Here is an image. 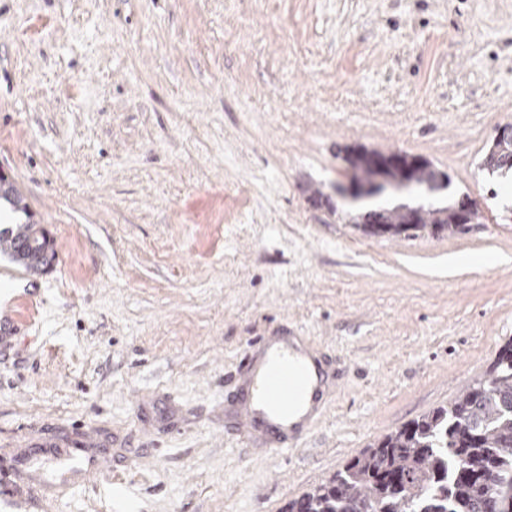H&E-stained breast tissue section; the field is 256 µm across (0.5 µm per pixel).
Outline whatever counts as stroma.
Returning <instances> with one entry per match:
<instances>
[{
	"label": "stroma",
	"mask_w": 512,
	"mask_h": 512,
	"mask_svg": "<svg viewBox=\"0 0 512 512\" xmlns=\"http://www.w3.org/2000/svg\"><path fill=\"white\" fill-rule=\"evenodd\" d=\"M512 0H0V174L56 260L0 348V457L94 437L57 512H281L454 400L512 340ZM433 161L483 215L365 234L337 147ZM287 323L340 357L335 404L263 454L242 353ZM483 164L492 172L503 169L512 170V144L502 146L500 143L493 142L484 157Z\"/></svg>",
	"instance_id": "35a3bbf8"
}]
</instances>
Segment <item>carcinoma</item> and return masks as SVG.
Instances as JSON below:
<instances>
[{
    "mask_svg": "<svg viewBox=\"0 0 512 512\" xmlns=\"http://www.w3.org/2000/svg\"><path fill=\"white\" fill-rule=\"evenodd\" d=\"M386 153L363 147L347 152L351 181H369L370 156ZM484 166L512 170V144L494 143ZM402 188L421 197L450 175L429 160L406 174L390 172ZM371 204L357 209L352 223L375 235L416 237L425 231H465L457 222L460 199L429 204L418 223L401 224L404 204ZM0 252L29 272H45L56 259L53 240L37 224L0 230ZM286 512H512V341L499 350L485 375L446 406L437 407L390 431L352 456L328 480L288 503Z\"/></svg>",
    "mask_w": 512,
    "mask_h": 512,
    "instance_id": "obj_1",
    "label": "carcinoma"
}]
</instances>
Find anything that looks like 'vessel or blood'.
Listing matches in <instances>:
<instances>
[{
  "label": "vessel or blood",
  "instance_id": "1",
  "mask_svg": "<svg viewBox=\"0 0 512 512\" xmlns=\"http://www.w3.org/2000/svg\"><path fill=\"white\" fill-rule=\"evenodd\" d=\"M37 306L33 296L22 293L0 313V342L19 321L28 319ZM241 405L236 411L238 432L247 446L270 453L299 446L324 416L337 395L342 369L323 347L292 329L268 331L244 354L237 368ZM90 437L70 443H51L43 453L74 473L95 477L106 474L104 460L92 454ZM29 462L18 454L0 461V512H54L56 500L48 484L25 476Z\"/></svg>",
  "mask_w": 512,
  "mask_h": 512
}]
</instances>
